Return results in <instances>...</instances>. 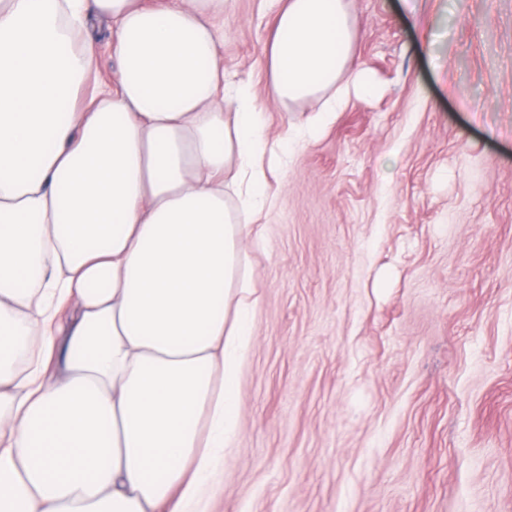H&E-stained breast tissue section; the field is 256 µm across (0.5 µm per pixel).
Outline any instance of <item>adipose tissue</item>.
Segmentation results:
<instances>
[{"mask_svg":"<svg viewBox=\"0 0 512 512\" xmlns=\"http://www.w3.org/2000/svg\"><path fill=\"white\" fill-rule=\"evenodd\" d=\"M225 0H0V512H205L254 337L270 140ZM112 24L114 89L91 17ZM345 0H285L269 93L369 96Z\"/></svg>","mask_w":512,"mask_h":512,"instance_id":"ef3b65f1","label":"adipose tissue"}]
</instances>
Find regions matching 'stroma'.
Masks as SVG:
<instances>
[{
  "mask_svg": "<svg viewBox=\"0 0 512 512\" xmlns=\"http://www.w3.org/2000/svg\"><path fill=\"white\" fill-rule=\"evenodd\" d=\"M347 104L286 167L249 249L240 421L208 512H512V0H346ZM277 0H228L227 82L269 138Z\"/></svg>",
  "mask_w": 512,
  "mask_h": 512,
  "instance_id": "1",
  "label": "stroma"
}]
</instances>
